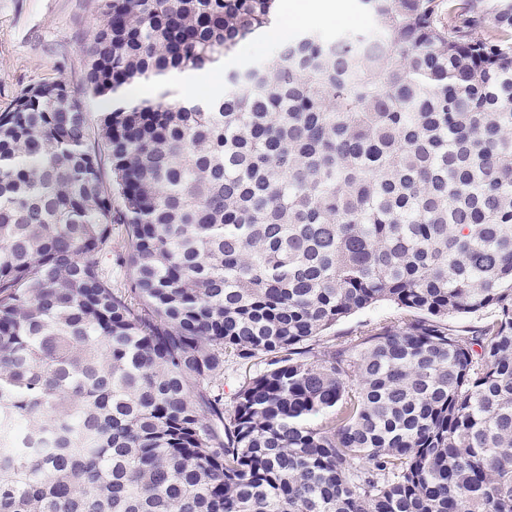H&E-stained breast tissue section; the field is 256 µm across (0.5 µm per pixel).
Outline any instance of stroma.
Returning a JSON list of instances; mask_svg holds the SVG:
<instances>
[{
	"label": "stroma",
	"mask_w": 512,
	"mask_h": 512,
	"mask_svg": "<svg viewBox=\"0 0 512 512\" xmlns=\"http://www.w3.org/2000/svg\"><path fill=\"white\" fill-rule=\"evenodd\" d=\"M342 11L329 18L314 14L292 23L281 18L285 38L311 30L332 39L368 30L372 21L360 0H341ZM101 0H0V111L22 92L43 82H85V52L100 22Z\"/></svg>",
	"instance_id": "stroma-1"
}]
</instances>
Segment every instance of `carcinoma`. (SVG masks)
Segmentation results:
<instances>
[{
    "instance_id": "cac0c4a2",
    "label": "carcinoma",
    "mask_w": 512,
    "mask_h": 512,
    "mask_svg": "<svg viewBox=\"0 0 512 512\" xmlns=\"http://www.w3.org/2000/svg\"><path fill=\"white\" fill-rule=\"evenodd\" d=\"M360 3L93 139L279 18L103 0L84 87L0 112V512H512V0ZM400 312L396 308L382 304L377 307L360 311L348 318L337 323L336 327L331 330V335L336 334V338L339 336H345L354 334L356 331L361 330L362 325L369 321H398L400 319ZM338 335V336H337Z\"/></svg>"
}]
</instances>
